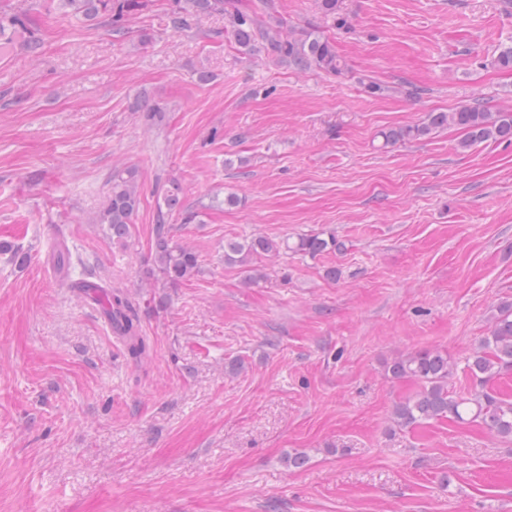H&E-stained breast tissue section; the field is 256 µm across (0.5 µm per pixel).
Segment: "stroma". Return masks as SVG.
Here are the masks:
<instances>
[{"mask_svg":"<svg viewBox=\"0 0 512 512\" xmlns=\"http://www.w3.org/2000/svg\"><path fill=\"white\" fill-rule=\"evenodd\" d=\"M169 3L116 34L0 0L38 12L44 40L38 62L0 56V243L27 256L0 254V512H512V440L393 427L417 386L384 371L439 349L450 391L470 392L467 358L512 301V143L381 138L464 103L512 108V71L489 64L512 0H344L346 29L317 0H275L334 41L338 77L243 50L220 14L172 29ZM124 167L141 203L121 243L95 217ZM172 181L200 214L169 219L200 270L158 288ZM318 232L342 251L258 259L256 284L224 262L231 239ZM58 238L132 300L145 361L69 288Z\"/></svg>","mask_w":512,"mask_h":512,"instance_id":"obj_1","label":"stroma"}]
</instances>
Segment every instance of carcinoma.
Wrapping results in <instances>:
<instances>
[{
	"instance_id": "cac0c4a2",
	"label": "carcinoma",
	"mask_w": 512,
	"mask_h": 512,
	"mask_svg": "<svg viewBox=\"0 0 512 512\" xmlns=\"http://www.w3.org/2000/svg\"><path fill=\"white\" fill-rule=\"evenodd\" d=\"M151 0H48L47 9L67 19L104 23L120 34L126 25L142 15ZM322 17L335 28H344L348 16L343 0H318ZM222 14L230 22L234 40L247 48L260 42L267 52L297 70L316 69L329 75L343 74L344 65L335 44L317 30L294 32L283 21L274 17L264 21L252 7H244L239 0H171L166 15L168 26L184 29L191 18L204 14ZM22 40L26 53L36 60L43 52L44 42L37 36V19L0 10V55L13 52L17 40ZM448 125L465 132L460 148L474 144L499 141L512 143V111L491 112L478 103L458 106L451 112H430L421 123L392 128L383 133L385 145L405 142L430 134ZM180 184H169L163 193L165 209L158 211L153 230L152 250L158 273L165 284L175 286L199 270V256L189 247L174 239L173 227L168 224L171 214L179 213L185 224L197 223L198 213L182 210ZM140 206L137 172L119 168L112 172L110 193L106 205L95 217V223L107 225L112 239L126 242L131 237V224ZM342 244L332 233L301 236L294 243L284 238L258 235L244 241L224 242V261L246 269L247 279L256 284L264 278L261 270L252 266L253 258H277L293 251L316 257L327 251L341 250ZM63 264L79 269V278L71 287L86 292L85 283L92 273L80 259L65 249L59 250ZM104 299V313L113 330L126 344L128 355L134 360L148 356L149 347L140 336L138 324L125 292L106 281L93 284ZM386 370L394 378L409 379L418 385L410 397L395 404L391 419L399 428L414 427L431 420L448 418L459 423L478 422L493 434L512 438V398L498 392L494 381L512 370V303H504L491 320L489 335L482 339L478 349L468 358V371L474 381V390L458 395L448 389V379L454 374V363L448 354L438 350H419L393 359Z\"/></svg>"
}]
</instances>
